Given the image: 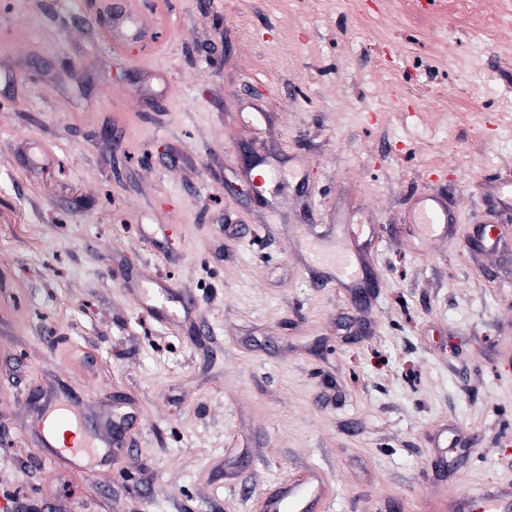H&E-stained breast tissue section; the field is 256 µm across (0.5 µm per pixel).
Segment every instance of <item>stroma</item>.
<instances>
[{"instance_id": "stroma-1", "label": "stroma", "mask_w": 512, "mask_h": 512, "mask_svg": "<svg viewBox=\"0 0 512 512\" xmlns=\"http://www.w3.org/2000/svg\"><path fill=\"white\" fill-rule=\"evenodd\" d=\"M93 2L0 0V512H264L310 469L333 512H483L512 488V111L475 151L377 83H446L452 129L512 102V60L382 59L401 20L350 0H176L118 56ZM438 191L446 239L410 222ZM482 219L507 252L469 249ZM352 231L359 294L312 273ZM60 388L124 441L62 481L32 436Z\"/></svg>"}]
</instances>
